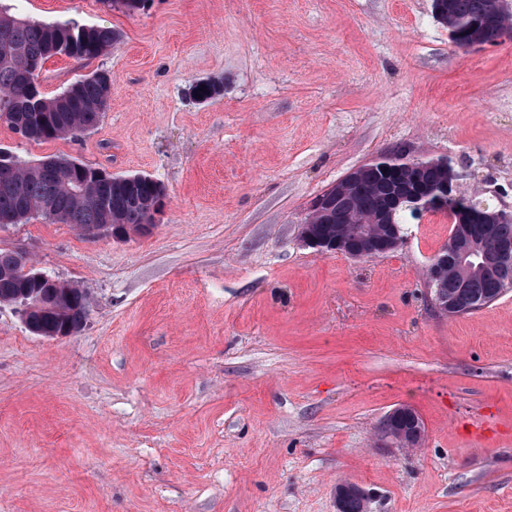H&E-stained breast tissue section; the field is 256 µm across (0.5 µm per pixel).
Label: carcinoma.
<instances>
[{"label":"carcinoma","mask_w":512,"mask_h":512,"mask_svg":"<svg viewBox=\"0 0 512 512\" xmlns=\"http://www.w3.org/2000/svg\"><path fill=\"white\" fill-rule=\"evenodd\" d=\"M492 0H432L436 19L444 18L463 34H476L483 43L497 44L500 20L490 21ZM118 34L109 26L81 25L75 21L45 22L17 17L0 7V120L22 138L46 141L76 137L94 130L100 123L112 96V75L98 70L84 76L52 98L45 97L38 83L39 71L52 58L54 45L64 42L69 56L94 58L110 49ZM224 92V82L209 79L190 87V96L201 102ZM402 148L380 154V161L365 165L362 177L353 189L333 204L311 225L312 235L331 244L346 236L350 245L364 257L396 250V244L384 240V227L369 224L361 232L350 223L352 214L361 217L388 215L397 231L405 216L418 218L425 212L418 200L407 197L390 208L396 182L384 172L386 165L404 166ZM406 178L431 193L432 212L453 209L462 224L448 238V244L428 269L430 293L441 288L459 307H449L452 316L482 309L512 287V270L491 272L463 263L462 255L472 247H487L490 237L512 239V219L494 224L478 222L472 212L490 213L496 206L475 197L448 199V170L435 164L419 162ZM166 198L165 187L144 175H112L71 158L48 156L36 162L19 159L0 150V226L24 224L34 215L56 224H72L88 236L96 235L101 224H119L129 232L141 233L149 223V209ZM15 251L0 248V304H12L18 297L34 290H49L34 278L35 268ZM45 307L28 313L26 326L35 336L54 339L73 336L86 323L88 312L83 291L61 283ZM423 427L414 409L400 407L391 418V432L399 436Z\"/></svg>","instance_id":"1"}]
</instances>
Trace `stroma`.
Here are the masks:
<instances>
[{
    "mask_svg": "<svg viewBox=\"0 0 512 512\" xmlns=\"http://www.w3.org/2000/svg\"><path fill=\"white\" fill-rule=\"evenodd\" d=\"M0 5L120 35L39 75L51 97L109 71L96 130L36 143L0 121V148L167 194L144 235L0 227V248L88 310L46 339L0 305V512H337L345 482L366 512H512V291L470 315L430 308L441 213L378 258L297 243L314 197L397 146L512 207V41L459 49L431 0ZM218 76L223 95L190 99ZM402 405L423 422L412 448L382 432Z\"/></svg>",
    "mask_w": 512,
    "mask_h": 512,
    "instance_id": "1",
    "label": "stroma"
}]
</instances>
